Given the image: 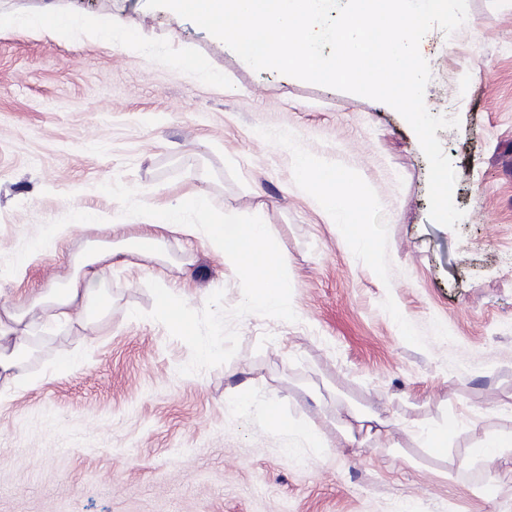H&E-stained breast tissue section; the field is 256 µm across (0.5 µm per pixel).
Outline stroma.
Here are the masks:
<instances>
[{
	"mask_svg": "<svg viewBox=\"0 0 512 512\" xmlns=\"http://www.w3.org/2000/svg\"><path fill=\"white\" fill-rule=\"evenodd\" d=\"M55 12L121 29L107 45L34 27ZM0 15V309L64 287L90 245H125L106 313L45 319L23 350L31 384L0 383V512H512V453L466 455L512 434V0H468L464 25L420 43L426 108L460 119L437 133L465 212L454 229L430 219L428 161L385 103L254 70L145 0H0ZM187 52L207 70L184 68ZM300 155L360 186L349 234ZM114 180L153 207L202 192L261 217L297 322L233 321L235 356L179 375L190 350L148 319L147 281L196 310L221 289L232 307L235 269L203 233L140 250V218L102 190ZM352 408L386 434L348 440ZM448 426L451 450L432 454L427 432Z\"/></svg>",
	"mask_w": 512,
	"mask_h": 512,
	"instance_id": "stroma-1",
	"label": "stroma"
}]
</instances>
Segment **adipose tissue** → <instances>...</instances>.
Returning a JSON list of instances; mask_svg holds the SVG:
<instances>
[{
    "label": "adipose tissue",
    "mask_w": 512,
    "mask_h": 512,
    "mask_svg": "<svg viewBox=\"0 0 512 512\" xmlns=\"http://www.w3.org/2000/svg\"><path fill=\"white\" fill-rule=\"evenodd\" d=\"M298 167L304 181L320 186V204L330 223H338L340 217L352 214L361 204L362 194L353 185L338 186L335 172L320 160L302 156L298 159ZM109 256L106 250L91 253L84 262V272L72 276L65 287L59 289L55 303L58 317L69 320L84 316L87 306L93 303L99 309H106L107 301L98 283L102 276L100 264ZM37 324L38 318L31 306L0 315V372L9 373L14 384L25 385L29 382L22 370L19 355L24 336Z\"/></svg>",
    "instance_id": "obj_1"
}]
</instances>
